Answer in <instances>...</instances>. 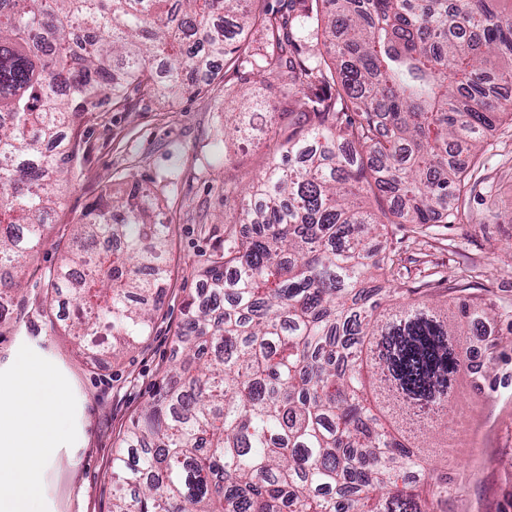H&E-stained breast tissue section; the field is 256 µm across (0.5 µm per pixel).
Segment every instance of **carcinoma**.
Here are the masks:
<instances>
[{"label": "carcinoma", "mask_w": 512, "mask_h": 512, "mask_svg": "<svg viewBox=\"0 0 512 512\" xmlns=\"http://www.w3.org/2000/svg\"><path fill=\"white\" fill-rule=\"evenodd\" d=\"M500 2L0 0V288L21 286L82 139L44 146L77 120L133 93L174 105L218 56L317 118L233 198L252 231H224L185 305L177 363L112 455V512H430L421 488L456 492L417 441L448 428L458 373L490 379L466 354L471 305L383 293L378 277L400 268L356 199L377 190L400 224L462 220L450 153L512 116L497 95L512 83ZM168 229L137 182L73 225L48 287L75 308V339L107 328L110 357L146 334Z\"/></svg>", "instance_id": "obj_1"}]
</instances>
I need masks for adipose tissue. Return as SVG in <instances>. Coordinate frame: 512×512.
Masks as SVG:
<instances>
[{
	"instance_id": "ef3b65f1",
	"label": "adipose tissue",
	"mask_w": 512,
	"mask_h": 512,
	"mask_svg": "<svg viewBox=\"0 0 512 512\" xmlns=\"http://www.w3.org/2000/svg\"><path fill=\"white\" fill-rule=\"evenodd\" d=\"M69 391L30 359H19L0 381V512H40V476L72 435Z\"/></svg>"
}]
</instances>
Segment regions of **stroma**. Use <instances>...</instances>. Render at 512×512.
<instances>
[{"label": "stroma", "mask_w": 512, "mask_h": 512, "mask_svg": "<svg viewBox=\"0 0 512 512\" xmlns=\"http://www.w3.org/2000/svg\"><path fill=\"white\" fill-rule=\"evenodd\" d=\"M213 68L216 78L175 108L137 96L129 109L101 112L73 126L83 150L64 176L60 206L20 289L4 295L17 326L0 330V377L19 356L17 340L24 336L44 344L42 361L71 385L74 436L43 472L42 512H111L112 455L175 360L184 306L203 285L201 270L223 252L225 228L251 230L224 196L256 182L298 126L276 101L249 111L252 100L267 98L268 77L240 78L220 58ZM456 158L466 167L468 217L423 230L388 225L387 244L401 265L393 286L402 299L497 305L490 335L476 328L470 337L481 340L484 352H495L498 382L481 392L468 374L457 376L454 422L433 467L458 490L432 509L512 512V121L487 134L476 158L463 152ZM134 180L146 187L156 214L170 226L169 288L150 335L102 361L65 332L70 306L59 299L45 306L43 275L67 249L71 224L102 194L120 198Z\"/></svg>", "instance_id": "1"}]
</instances>
